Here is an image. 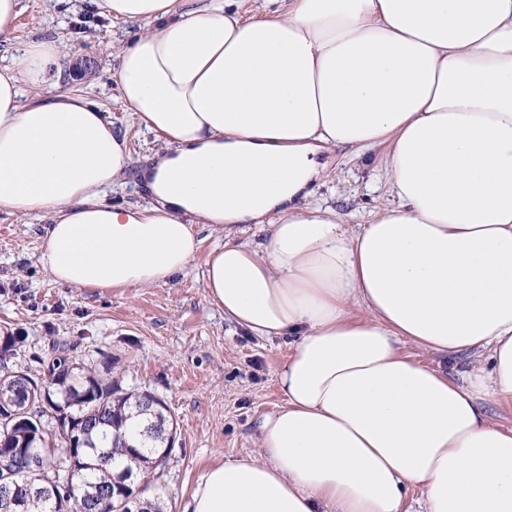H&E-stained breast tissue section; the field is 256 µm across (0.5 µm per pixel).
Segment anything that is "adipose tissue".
Wrapping results in <instances>:
<instances>
[{
	"label": "adipose tissue",
	"mask_w": 512,
	"mask_h": 512,
	"mask_svg": "<svg viewBox=\"0 0 512 512\" xmlns=\"http://www.w3.org/2000/svg\"><path fill=\"white\" fill-rule=\"evenodd\" d=\"M137 26L116 99L165 149L131 170L126 136L55 84L61 43L16 38L0 0V212L48 221L41 262L74 288L167 283L206 228L203 286L227 321L291 337L285 403L256 455L209 467L184 512H512V0H93ZM386 146L390 205L357 231L308 204L323 154ZM135 174L148 204L106 188ZM364 307L363 319L352 316ZM485 355L454 382L404 355Z\"/></svg>",
	"instance_id": "obj_1"
}]
</instances>
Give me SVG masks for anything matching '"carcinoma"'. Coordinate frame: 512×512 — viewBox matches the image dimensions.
I'll return each instance as SVG.
<instances>
[{
  "label": "carcinoma",
  "mask_w": 512,
  "mask_h": 512,
  "mask_svg": "<svg viewBox=\"0 0 512 512\" xmlns=\"http://www.w3.org/2000/svg\"><path fill=\"white\" fill-rule=\"evenodd\" d=\"M24 342L20 332H0V417L16 412L42 420L43 430L0 433V454L35 448L42 458L41 475L16 477L14 512H133L116 492L141 473L153 474L171 454L170 415L150 392L125 393L113 379L112 359L85 363L65 345L36 358L63 366L44 391L15 392L14 387L37 384L42 370L8 366L7 354ZM150 412L141 439L131 443L125 432L126 411Z\"/></svg>",
  "instance_id": "cac0c4a2"
}]
</instances>
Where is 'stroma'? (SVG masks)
Returning <instances> with one entry per match:
<instances>
[{"label":"stroma","mask_w":512,"mask_h":512,"mask_svg":"<svg viewBox=\"0 0 512 512\" xmlns=\"http://www.w3.org/2000/svg\"><path fill=\"white\" fill-rule=\"evenodd\" d=\"M21 6L19 38L62 43L64 88L95 101L126 135L134 166H145L161 143L116 102L112 81V47L125 38L126 24L95 18L90 0H21ZM81 54L92 59L83 72L74 68ZM385 152L376 147L363 162L331 156L326 176L312 188V202L333 210L348 229L366 223L388 202ZM46 225L36 214H0V328L20 329L25 338L10 363L33 366L36 356L60 341L83 358L111 359L122 388L164 401L176 437L154 485L166 512H183L210 466L256 452L259 422L284 403L277 374L290 337L259 338L228 322L203 288L207 251L228 234L255 244L265 232L255 224L203 231L202 251L184 272L167 284L121 293L54 282L40 261Z\"/></svg>","instance_id":"stroma-1"}]
</instances>
